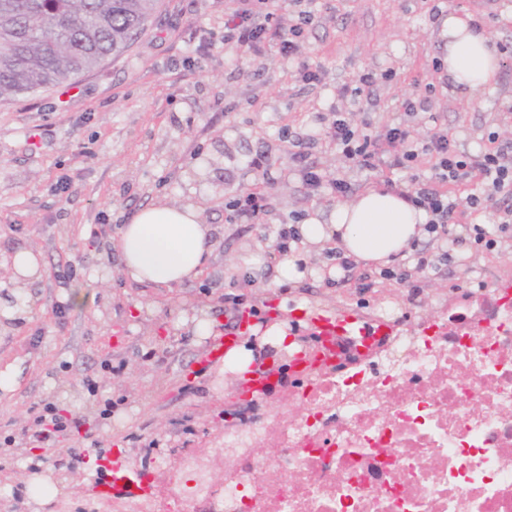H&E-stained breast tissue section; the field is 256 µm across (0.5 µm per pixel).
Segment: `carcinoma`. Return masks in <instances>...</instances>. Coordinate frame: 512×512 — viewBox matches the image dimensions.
<instances>
[{"label": "carcinoma", "mask_w": 512, "mask_h": 512, "mask_svg": "<svg viewBox=\"0 0 512 512\" xmlns=\"http://www.w3.org/2000/svg\"><path fill=\"white\" fill-rule=\"evenodd\" d=\"M158 0H0V103L73 85L121 53Z\"/></svg>", "instance_id": "cac0c4a2"}]
</instances>
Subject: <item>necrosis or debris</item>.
Segmentation results:
<instances>
[{
  "label": "necrosis or debris",
  "mask_w": 512,
  "mask_h": 512,
  "mask_svg": "<svg viewBox=\"0 0 512 512\" xmlns=\"http://www.w3.org/2000/svg\"><path fill=\"white\" fill-rule=\"evenodd\" d=\"M293 397L298 416L225 427L238 466L219 492L197 473L202 512H512V294L479 327L353 338Z\"/></svg>",
  "instance_id": "necrosis-or-debris-1"
}]
</instances>
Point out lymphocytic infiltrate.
Here are the masks:
<instances>
[{
  "instance_id": "obj_1",
  "label": "lymphocytic infiltrate",
  "mask_w": 512,
  "mask_h": 512,
  "mask_svg": "<svg viewBox=\"0 0 512 512\" xmlns=\"http://www.w3.org/2000/svg\"><path fill=\"white\" fill-rule=\"evenodd\" d=\"M241 5L224 19V41L237 48L249 50L255 44L267 42L278 55L290 57L296 54L293 38L278 31H270L273 0H240ZM326 138L340 146L344 155L361 170H372L380 157H387L391 168L407 171L415 168L423 158H430L435 171L434 179L421 181L387 180L386 185L400 194L414 207L424 210L429 219L427 229L435 233L451 221L457 208L477 213L484 210L495 196H502L505 205L495 229L477 224L473 227L471 245L494 250L502 234L512 231V150L498 143L497 132L487 135L488 146L473 154L457 147L447 128L437 125L430 129L425 142H418L405 120L383 127L371 135L355 127L347 112L336 111L324 118ZM480 176L482 186L469 193L464 200L453 199L446 186L472 176ZM80 423L57 414L52 406H44L42 412L30 418L23 430L25 440L43 448L48 457L59 455L57 438L65 431H77Z\"/></svg>"
}]
</instances>
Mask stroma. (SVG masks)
Returning a JSON list of instances; mask_svg holds the SVG:
<instances>
[{"label": "stroma", "mask_w": 512, "mask_h": 512, "mask_svg": "<svg viewBox=\"0 0 512 512\" xmlns=\"http://www.w3.org/2000/svg\"><path fill=\"white\" fill-rule=\"evenodd\" d=\"M235 6L160 0L146 30L75 86L0 104V310L14 305L7 261L15 251L32 250L47 270L28 285L20 317H0V370L12 380L11 391H0V512L35 505L40 512H113L111 502L94 497L86 466L68 454L87 434L102 451L126 448L138 468L165 459L155 476L179 488L193 478L183 456L201 461L223 451L225 426L250 404L223 364L185 379L207 347L188 323L202 308L229 327L237 296L243 307L282 314L304 331L308 321L293 317L294 309L365 319L394 302L391 323L406 334L466 299L512 290V237L464 258L452 242L459 229L495 225L492 207L427 239L431 254L453 259L412 285L375 274L369 287H358L360 264L341 279L268 288L271 271L233 266L256 246H273L275 227L293 216L324 220L336 206L330 196H308L292 153L305 152L309 164L326 178L346 179L355 194L391 177L386 160L357 170L325 138L320 118L335 109L374 131L401 118L406 97L423 95V111L410 120L419 133L441 124L474 154L492 131L512 146V0H278L273 22L281 31L300 12L312 16L290 60L266 46L244 53L225 45L224 16ZM466 13L486 24L502 60L497 87L477 100L449 91L433 67L444 58V19ZM301 61L321 68V83L297 78ZM387 70L392 80L355 92L358 75ZM261 153L274 164L267 209L259 219L227 223L224 205L258 182L247 162ZM163 199L198 204L217 230L209 266L177 288L131 282L114 247L122 224ZM78 284L88 295L81 305L69 301ZM180 317L187 323L179 327ZM47 403L82 422L80 433L60 437L62 453L51 462L21 439L32 411ZM36 472L50 476L49 485L31 483Z\"/></svg>", "instance_id": "stroma-1"}]
</instances>
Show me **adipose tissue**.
<instances>
[{
	"label": "adipose tissue",
	"mask_w": 512,
	"mask_h": 512,
	"mask_svg": "<svg viewBox=\"0 0 512 512\" xmlns=\"http://www.w3.org/2000/svg\"><path fill=\"white\" fill-rule=\"evenodd\" d=\"M446 50V72L453 90L467 95L494 89L501 61L486 29H474L468 20L452 15L440 33ZM428 215L397 193L368 188L350 201L336 205L328 223L308 218L300 225L295 252L278 259L274 287L298 286L306 277H324L309 257L326 245H337L357 262L390 265L406 258L412 241L425 236ZM216 247L214 229L199 207L157 203L140 209L121 227L115 248L124 274L136 283L176 288L197 278L210 263Z\"/></svg>",
	"instance_id": "obj_1"
}]
</instances>
